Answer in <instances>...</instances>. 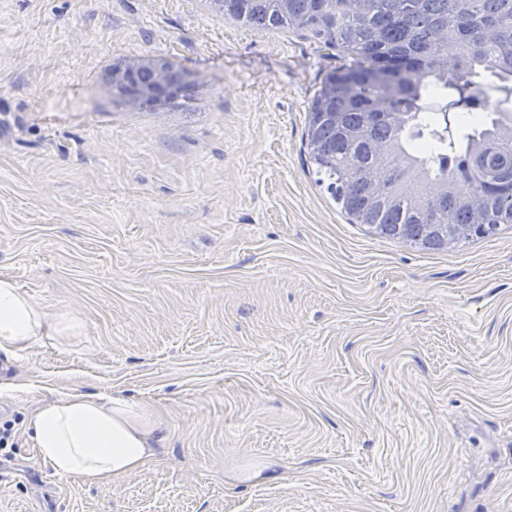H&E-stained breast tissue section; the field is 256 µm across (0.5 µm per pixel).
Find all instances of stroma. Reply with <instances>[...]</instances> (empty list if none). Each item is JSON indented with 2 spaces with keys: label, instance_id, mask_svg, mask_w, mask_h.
Segmentation results:
<instances>
[{
  "label": "stroma",
  "instance_id": "1",
  "mask_svg": "<svg viewBox=\"0 0 512 512\" xmlns=\"http://www.w3.org/2000/svg\"><path fill=\"white\" fill-rule=\"evenodd\" d=\"M138 59L194 98H113ZM347 62L210 0H0V276L81 322L0 353V512H512V231L347 222L305 145ZM73 392L145 409L143 467L39 459L27 415Z\"/></svg>",
  "mask_w": 512,
  "mask_h": 512
}]
</instances>
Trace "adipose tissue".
Masks as SVG:
<instances>
[{
  "mask_svg": "<svg viewBox=\"0 0 512 512\" xmlns=\"http://www.w3.org/2000/svg\"><path fill=\"white\" fill-rule=\"evenodd\" d=\"M80 333L76 318L49 314L10 278H0V351L17 353L46 338ZM26 425L39 456L55 474L90 485L135 471L151 455L153 433L143 408L120 399L105 403L68 394L34 411Z\"/></svg>",
  "mask_w": 512,
  "mask_h": 512,
  "instance_id": "1",
  "label": "adipose tissue"
}]
</instances>
